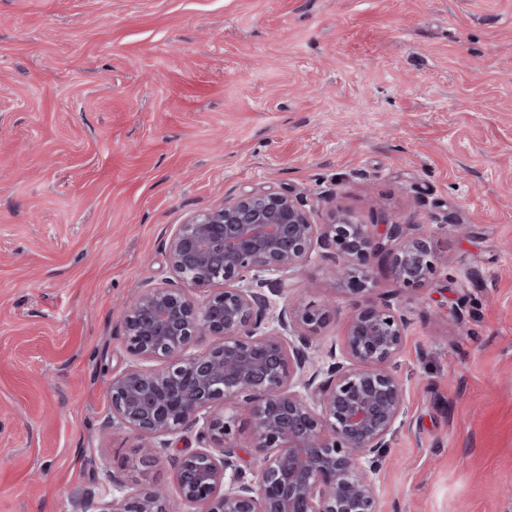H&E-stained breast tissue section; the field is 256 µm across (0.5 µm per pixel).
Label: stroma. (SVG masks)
I'll return each instance as SVG.
<instances>
[{"label":"stroma","mask_w":512,"mask_h":512,"mask_svg":"<svg viewBox=\"0 0 512 512\" xmlns=\"http://www.w3.org/2000/svg\"><path fill=\"white\" fill-rule=\"evenodd\" d=\"M269 188L432 230L431 283L375 274L408 320L381 512H512V0H0V512H199L196 431L146 466L112 421L119 306L176 225ZM290 282L335 299L326 354L351 294L316 255ZM113 512H173L170 498L162 488H147L137 494L112 499ZM110 511V512H112Z\"/></svg>","instance_id":"1"}]
</instances>
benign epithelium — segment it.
I'll return each mask as SVG.
<instances>
[{"instance_id": "7a95c632", "label": "benign epithelium", "mask_w": 512, "mask_h": 512, "mask_svg": "<svg viewBox=\"0 0 512 512\" xmlns=\"http://www.w3.org/2000/svg\"><path fill=\"white\" fill-rule=\"evenodd\" d=\"M173 280L142 286L123 309L137 358L112 377V422L143 440L144 463L166 438L218 405L200 450L176 464L181 500L202 512H379L373 474L405 414L398 361L407 321L393 296L371 297L374 269L402 289L434 274L431 235L383 218L358 224L336 211L315 224L294 194L276 189L224 198L191 215L166 242ZM318 254L357 296L342 346L321 364L308 334L330 305L276 308L271 296ZM206 338L216 343L198 352ZM156 361L155 367L142 365ZM251 422L257 469L239 464L236 416ZM112 512H173L162 488L112 499Z\"/></svg>"}]
</instances>
